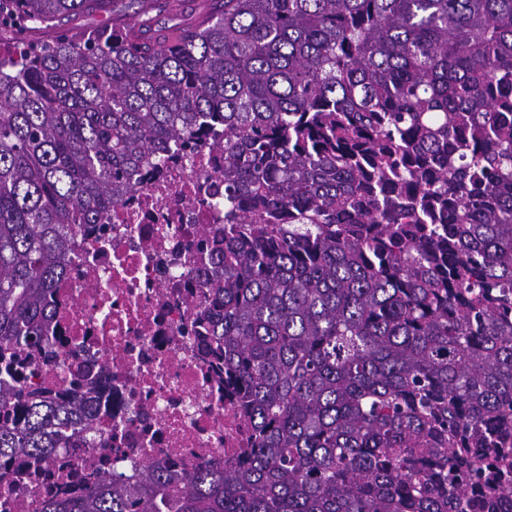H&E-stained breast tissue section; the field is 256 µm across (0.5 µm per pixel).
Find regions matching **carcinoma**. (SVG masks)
<instances>
[{
  "instance_id": "1",
  "label": "carcinoma",
  "mask_w": 512,
  "mask_h": 512,
  "mask_svg": "<svg viewBox=\"0 0 512 512\" xmlns=\"http://www.w3.org/2000/svg\"><path fill=\"white\" fill-rule=\"evenodd\" d=\"M109 2L0 0V24ZM218 2L0 60V476L92 427L86 376L21 385L78 225L221 127L189 332L245 447L42 512H512V0Z\"/></svg>"
}]
</instances>
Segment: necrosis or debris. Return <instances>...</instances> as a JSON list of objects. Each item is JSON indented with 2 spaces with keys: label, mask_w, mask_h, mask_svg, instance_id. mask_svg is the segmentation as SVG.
Wrapping results in <instances>:
<instances>
[{
  "label": "necrosis or debris",
  "mask_w": 512,
  "mask_h": 512,
  "mask_svg": "<svg viewBox=\"0 0 512 512\" xmlns=\"http://www.w3.org/2000/svg\"><path fill=\"white\" fill-rule=\"evenodd\" d=\"M222 131L172 146L163 163L142 167L133 188L80 225L66 278L45 330L60 353L34 362L30 384L68 391L84 370L98 389L87 401L95 433H82L43 474L0 478V512H41L45 499L75 493L102 471L133 473L145 462L169 470L223 468L244 442V428L202 347L185 334L208 303L198 276L208 267L201 228L224 232Z\"/></svg>",
  "instance_id": "4bbe7bcc"
}]
</instances>
